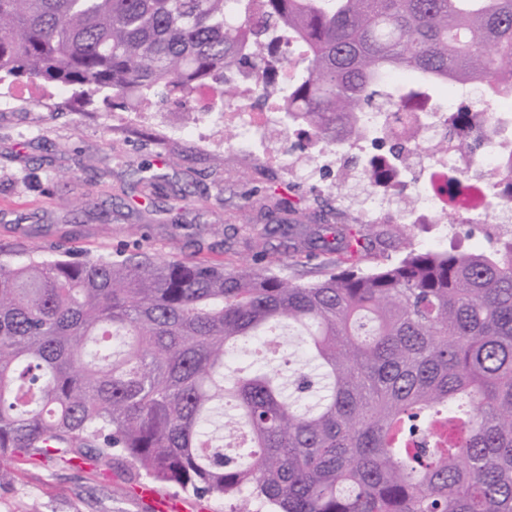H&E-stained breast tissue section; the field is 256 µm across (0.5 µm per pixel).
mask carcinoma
Here are the masks:
<instances>
[{"label":"carcinoma","mask_w":512,"mask_h":512,"mask_svg":"<svg viewBox=\"0 0 512 512\" xmlns=\"http://www.w3.org/2000/svg\"><path fill=\"white\" fill-rule=\"evenodd\" d=\"M287 127L340 144L400 111L392 73L512 99V0H0V82L22 73L138 109L160 88L219 112L229 73ZM470 151L490 113L452 112ZM266 233L295 253L366 257L378 237L291 201ZM278 328L294 368H271ZM231 512H512V238L407 251L301 282L268 267L131 253L0 260V458L110 466Z\"/></svg>","instance_id":"1"}]
</instances>
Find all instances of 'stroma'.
I'll use <instances>...</instances> for the list:
<instances>
[{
    "label": "stroma",
    "mask_w": 512,
    "mask_h": 512,
    "mask_svg": "<svg viewBox=\"0 0 512 512\" xmlns=\"http://www.w3.org/2000/svg\"><path fill=\"white\" fill-rule=\"evenodd\" d=\"M16 95L0 109V250L54 259L193 257L232 268L254 260L305 281L319 278L314 263L288 258L281 238L267 236L269 189L313 204L287 176L258 174L248 160L224 151L223 127L192 122L191 134H165L160 119L178 108L175 98L155 95L150 123L120 125V101L69 102L60 88L19 76L0 85ZM210 140L198 148V136ZM154 161L155 186L134 183L131 161ZM76 174L68 182L66 174ZM398 249L466 251L488 248L483 224H368ZM268 238L269 250L255 257L249 238ZM0 512H230L227 501L187 496L174 487L142 492L123 460L107 475L90 466H44L18 457L0 462Z\"/></svg>",
    "instance_id": "1"
}]
</instances>
